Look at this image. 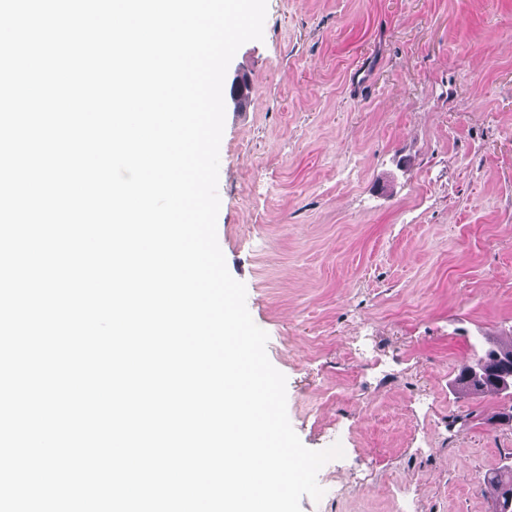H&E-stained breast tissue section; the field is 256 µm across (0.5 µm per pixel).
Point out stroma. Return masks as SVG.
I'll return each instance as SVG.
<instances>
[{
    "instance_id": "35a3bbf8",
    "label": "stroma",
    "mask_w": 512,
    "mask_h": 512,
    "mask_svg": "<svg viewBox=\"0 0 512 512\" xmlns=\"http://www.w3.org/2000/svg\"><path fill=\"white\" fill-rule=\"evenodd\" d=\"M225 109L217 239L326 463L301 512H491L503 399L452 381L512 342V0H267Z\"/></svg>"
}]
</instances>
